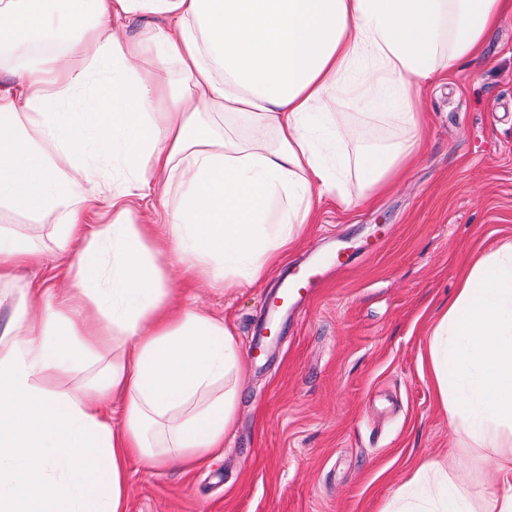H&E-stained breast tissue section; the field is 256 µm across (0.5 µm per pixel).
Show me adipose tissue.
Listing matches in <instances>:
<instances>
[{"label": "adipose tissue", "mask_w": 512, "mask_h": 512, "mask_svg": "<svg viewBox=\"0 0 512 512\" xmlns=\"http://www.w3.org/2000/svg\"><path fill=\"white\" fill-rule=\"evenodd\" d=\"M507 13L512 0H0V45L23 62L0 92V208L56 214L83 244L72 288L22 294L0 328V512H123L129 460L220 451L240 345L224 319L175 307L163 260L191 254L187 274L227 291L257 283L313 223L314 197L346 203L352 179L367 202L391 190L427 132L414 83L479 57ZM133 16L152 23L132 37ZM148 54L180 88L136 68ZM91 79L83 108L59 111ZM335 102L371 103L404 134L348 153L362 132ZM206 110L250 135L220 134ZM108 159L128 185L101 173ZM135 187L177 191L163 231L135 222ZM102 195L112 216L88 223ZM38 259L0 230V288ZM429 363L450 424L503 449L478 512H512V241L473 262L430 329ZM390 512L477 511L463 479L426 460Z\"/></svg>", "instance_id": "ef3b65f1"}]
</instances>
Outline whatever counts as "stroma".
<instances>
[{
  "label": "stroma",
  "mask_w": 512,
  "mask_h": 512,
  "mask_svg": "<svg viewBox=\"0 0 512 512\" xmlns=\"http://www.w3.org/2000/svg\"><path fill=\"white\" fill-rule=\"evenodd\" d=\"M422 152L391 191L350 207L316 200L291 263L338 248L331 273L300 315L280 320L264 358L248 354L274 279L226 292L166 265L179 302L234 327L246 365L234 435L194 467L127 468L125 512H385L425 459L461 456L476 496L490 494L496 448H470L448 421L427 372V329L447 308L471 260L512 240V15L481 59L427 83ZM0 228L41 253L0 290V321L26 288L65 287L79 241L54 215L0 210Z\"/></svg>",
  "instance_id": "stroma-1"
}]
</instances>
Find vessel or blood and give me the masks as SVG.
<instances>
[{"mask_svg":"<svg viewBox=\"0 0 512 512\" xmlns=\"http://www.w3.org/2000/svg\"><path fill=\"white\" fill-rule=\"evenodd\" d=\"M348 259L342 254L320 256L306 264H298L284 271L276 290L266 303V316L274 321L289 314L310 300L327 277L330 268H345Z\"/></svg>","mask_w":512,"mask_h":512,"instance_id":"1","label":"vessel or blood"}]
</instances>
